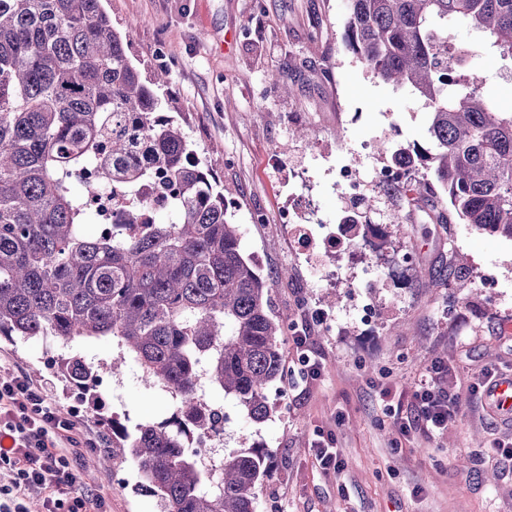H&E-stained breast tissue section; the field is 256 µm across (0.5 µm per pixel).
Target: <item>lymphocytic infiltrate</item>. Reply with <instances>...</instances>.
Returning a JSON list of instances; mask_svg holds the SVG:
<instances>
[{
  "label": "lymphocytic infiltrate",
  "mask_w": 512,
  "mask_h": 512,
  "mask_svg": "<svg viewBox=\"0 0 512 512\" xmlns=\"http://www.w3.org/2000/svg\"><path fill=\"white\" fill-rule=\"evenodd\" d=\"M458 411V397L443 391L430 373L411 392L410 418L400 408L389 409L401 429L420 425L431 433L447 429ZM97 445L86 422L60 415L45 385L18 369L0 373V512H27L34 492L44 512H83V502L65 494L77 479L75 465L84 449Z\"/></svg>",
  "instance_id": "1"
}]
</instances>
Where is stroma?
<instances>
[{"label":"stroma","instance_id":"obj_1","mask_svg":"<svg viewBox=\"0 0 512 512\" xmlns=\"http://www.w3.org/2000/svg\"><path fill=\"white\" fill-rule=\"evenodd\" d=\"M112 23L129 32L128 54L143 74L166 68L162 89L199 157L233 189L228 216L239 224L246 255H259L271 283L270 305L284 320L286 376L271 385L270 419L251 422L233 398L213 391L223 408L224 448L263 449L273 466L258 512H512V466L489 452L512 432L493 422L472 392L486 370H512V240L477 231L447 204L443 189L410 185L398 202L377 198L368 222L386 226L393 248L412 253L407 275L365 281L347 269L346 288L332 291L292 254L280 224L290 195L314 187L319 219L335 223L347 206L333 184L351 163L364 182L388 160L384 145L430 147L423 101L384 83L348 49V0H104ZM482 91L512 107V73L488 53L475 62ZM280 70L292 93L268 81ZM303 181H296V173ZM378 323L357 317L364 299ZM323 312L331 322L311 320ZM308 328L309 348L324 369L318 379L296 374L292 336ZM97 370L89 390L66 380L60 349L0 338V366L25 371L62 415L81 416L93 436L111 439L105 418L127 429L168 417L174 400L148 386L117 340H73ZM442 361L452 372L458 420L435 436L402 437L379 391L405 395ZM334 433L345 460L324 473L310 448L314 432ZM134 464L115 467L89 448L77 465L73 496L87 512H160L157 497L139 490Z\"/></svg>","mask_w":512,"mask_h":512}]
</instances>
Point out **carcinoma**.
I'll list each match as a JSON object with an SVG mask.
<instances>
[{
  "label": "carcinoma",
  "mask_w": 512,
  "mask_h": 512,
  "mask_svg": "<svg viewBox=\"0 0 512 512\" xmlns=\"http://www.w3.org/2000/svg\"><path fill=\"white\" fill-rule=\"evenodd\" d=\"M512 64V0H349L347 47L374 74L429 108L432 148H386L434 173L457 214L512 240V109L475 85L448 84L451 23ZM129 33L101 0H0V335L115 338L145 380L177 400V418L129 432L115 418L104 460L138 468L162 512H256L271 468L258 448L224 455L221 478L198 461L200 431L223 420L203 403L199 370L259 424L269 387L284 378V322L270 286L242 250L226 195L197 159L159 90L128 58ZM119 183L118 227L89 231L88 170ZM154 181L168 220L135 233L140 184ZM85 384L81 357L62 360Z\"/></svg>",
  "instance_id": "obj_1"
}]
</instances>
